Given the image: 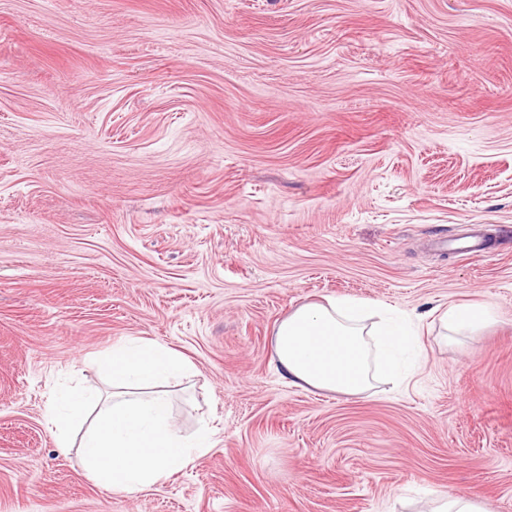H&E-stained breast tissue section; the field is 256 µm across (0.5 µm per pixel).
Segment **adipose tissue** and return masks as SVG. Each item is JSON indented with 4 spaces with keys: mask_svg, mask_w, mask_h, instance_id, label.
Returning a JSON list of instances; mask_svg holds the SVG:
<instances>
[{
    "mask_svg": "<svg viewBox=\"0 0 512 512\" xmlns=\"http://www.w3.org/2000/svg\"><path fill=\"white\" fill-rule=\"evenodd\" d=\"M495 319L492 306L452 304L443 330L474 331ZM272 365L288 383L309 390L360 396L382 381L406 382L404 356L420 346L415 327L395 318L385 303L326 296L299 305L273 329ZM112 388L80 443L71 430L88 400L81 389L51 399L46 420L62 453L111 493L133 495L164 483L214 446V430L200 421L193 434L174 422L171 390L192 371L180 352L132 338L113 344L97 361Z\"/></svg>",
    "mask_w": 512,
    "mask_h": 512,
    "instance_id": "adipose-tissue-1",
    "label": "adipose tissue"
}]
</instances>
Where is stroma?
I'll list each match as a JSON object with an SVG mask.
<instances>
[{"label": "stroma", "mask_w": 512, "mask_h": 512, "mask_svg": "<svg viewBox=\"0 0 512 512\" xmlns=\"http://www.w3.org/2000/svg\"><path fill=\"white\" fill-rule=\"evenodd\" d=\"M485 233L486 251L461 241ZM420 327L408 383L272 369L326 295ZM497 320L447 342L449 303ZM143 338L194 365L167 482L101 489L45 424ZM512 512V0H0V512ZM480 503L473 494L442 492L434 502L430 512H483Z\"/></svg>", "instance_id": "35a3bbf8"}]
</instances>
